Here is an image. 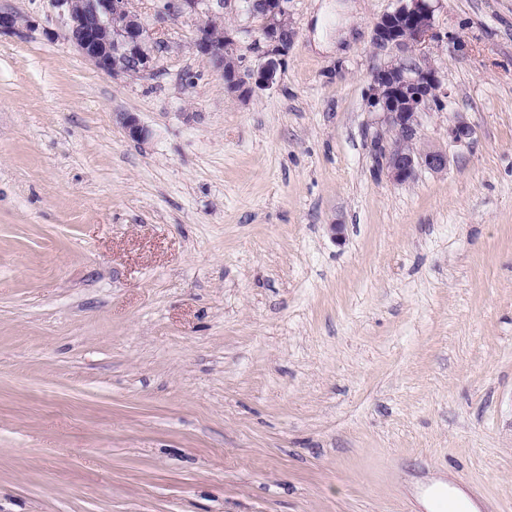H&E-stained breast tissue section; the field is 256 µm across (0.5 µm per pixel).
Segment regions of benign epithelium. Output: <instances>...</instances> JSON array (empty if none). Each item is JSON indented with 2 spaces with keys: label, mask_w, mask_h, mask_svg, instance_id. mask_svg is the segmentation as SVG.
<instances>
[{
  "label": "benign epithelium",
  "mask_w": 512,
  "mask_h": 512,
  "mask_svg": "<svg viewBox=\"0 0 512 512\" xmlns=\"http://www.w3.org/2000/svg\"><path fill=\"white\" fill-rule=\"evenodd\" d=\"M399 5L374 24V42L391 53L390 59L373 70L367 102L379 115L374 149L380 155L378 170L395 184L412 180L418 169L433 173L448 170V151L426 141L420 133L421 111L434 107L442 110L448 92L444 79L431 64L420 65L412 51L440 39L435 31L434 0H398ZM66 19L65 38L79 55L98 71L119 76L135 73L150 78L157 71L161 38H151L149 26L132 0H51ZM213 0H160L156 18L177 20L187 15L216 16ZM235 8L260 19L258 63L247 66L238 56L239 35L248 29L224 30L215 39L204 27L197 28L193 49L202 61L217 70L230 94L241 97L257 89L271 87L283 66V57L293 44L296 31L282 35V28L292 27L288 0H236ZM36 22H22L9 10L0 11V34L19 35ZM116 122L133 141H143L149 129L133 112L116 113ZM471 136L470 126L458 119L448 125V140L464 146Z\"/></svg>",
  "instance_id": "1"
}]
</instances>
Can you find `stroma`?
<instances>
[{
  "label": "stroma",
  "instance_id": "stroma-1",
  "mask_svg": "<svg viewBox=\"0 0 512 512\" xmlns=\"http://www.w3.org/2000/svg\"><path fill=\"white\" fill-rule=\"evenodd\" d=\"M396 5L288 0L243 99L198 18L112 77L0 0L38 23L0 35V512H427L435 476L512 512V0H440L448 170L401 185L367 104ZM115 115L116 122L131 140L143 141L149 136V129L141 122L136 113L118 112Z\"/></svg>",
  "mask_w": 512,
  "mask_h": 512
}]
</instances>
